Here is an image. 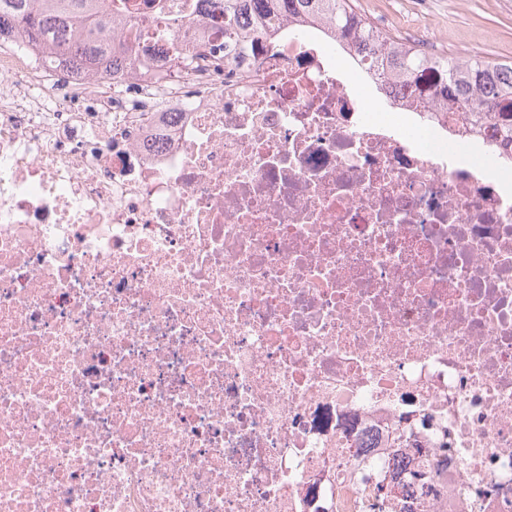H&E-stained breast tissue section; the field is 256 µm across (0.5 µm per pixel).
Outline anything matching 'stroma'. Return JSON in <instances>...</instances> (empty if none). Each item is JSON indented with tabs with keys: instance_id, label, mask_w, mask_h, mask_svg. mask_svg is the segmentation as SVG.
<instances>
[{
	"instance_id": "35a3bbf8",
	"label": "stroma",
	"mask_w": 512,
	"mask_h": 512,
	"mask_svg": "<svg viewBox=\"0 0 512 512\" xmlns=\"http://www.w3.org/2000/svg\"><path fill=\"white\" fill-rule=\"evenodd\" d=\"M354 3L374 25L403 39L418 25L431 26L435 54L475 55L495 63L512 62V0H354Z\"/></svg>"
}]
</instances>
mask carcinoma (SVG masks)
I'll use <instances>...</instances> for the list:
<instances>
[{
    "label": "carcinoma",
    "instance_id": "carcinoma-1",
    "mask_svg": "<svg viewBox=\"0 0 512 512\" xmlns=\"http://www.w3.org/2000/svg\"><path fill=\"white\" fill-rule=\"evenodd\" d=\"M0 0V35L17 29L29 43L55 59L76 66L109 65L117 73L126 65V49L105 40L112 27L105 0ZM320 27L341 49L367 70L412 88L436 103V111L470 125H490L496 152L512 157V64L487 63L480 58H448L420 49L377 28L356 11L352 0H223L212 16L214 29L224 35V57L240 56L247 34L276 37L280 24ZM402 480L400 490L387 487V477ZM426 481L423 473L395 470L375 477L367 493L368 512H419Z\"/></svg>",
    "mask_w": 512,
    "mask_h": 512
}]
</instances>
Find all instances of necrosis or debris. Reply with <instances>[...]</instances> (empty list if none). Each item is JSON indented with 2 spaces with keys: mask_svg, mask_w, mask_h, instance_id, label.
I'll list each match as a JSON object with an SVG mask.
<instances>
[{
  "mask_svg": "<svg viewBox=\"0 0 512 512\" xmlns=\"http://www.w3.org/2000/svg\"><path fill=\"white\" fill-rule=\"evenodd\" d=\"M105 68L0 38V512H512V164L366 111L314 29L223 61L114 0ZM401 478L399 482L400 491H391L387 487V477ZM423 473L405 472L401 470L385 471L375 477L367 493L366 512H390L388 509L395 501L400 505L398 512H420L419 506L423 498V488L426 481L422 478Z\"/></svg>",
  "mask_w": 512,
  "mask_h": 512,
  "instance_id": "necrosis-or-debris-1",
  "label": "necrosis or debris"
}]
</instances>
